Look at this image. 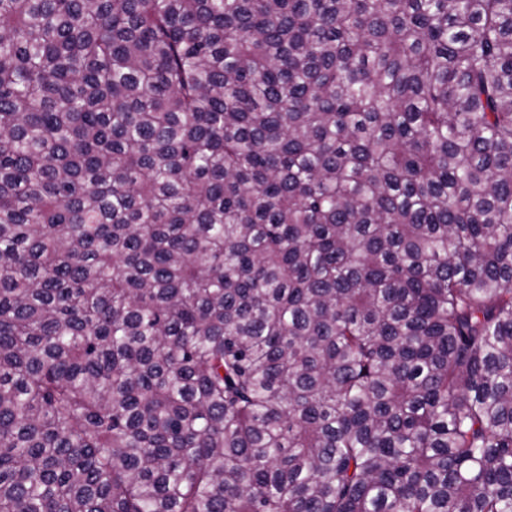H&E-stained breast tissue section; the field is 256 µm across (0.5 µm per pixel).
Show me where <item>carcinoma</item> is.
I'll use <instances>...</instances> for the list:
<instances>
[{"label":"carcinoma","instance_id":"carcinoma-1","mask_svg":"<svg viewBox=\"0 0 512 512\" xmlns=\"http://www.w3.org/2000/svg\"><path fill=\"white\" fill-rule=\"evenodd\" d=\"M0 512H512V0H0Z\"/></svg>","mask_w":512,"mask_h":512}]
</instances>
